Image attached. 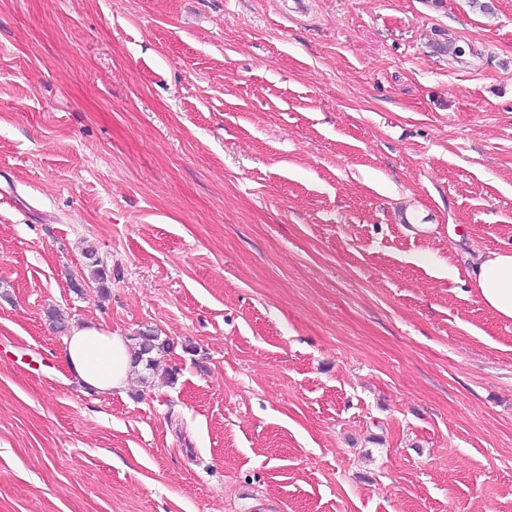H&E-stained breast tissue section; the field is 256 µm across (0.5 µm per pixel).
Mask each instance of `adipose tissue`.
<instances>
[{
  "label": "adipose tissue",
  "mask_w": 512,
  "mask_h": 512,
  "mask_svg": "<svg viewBox=\"0 0 512 512\" xmlns=\"http://www.w3.org/2000/svg\"><path fill=\"white\" fill-rule=\"evenodd\" d=\"M472 277L483 305L511 320L512 249L479 255ZM62 357L80 385L99 395L121 392L133 373L126 339L91 323L73 327Z\"/></svg>",
  "instance_id": "1"
}]
</instances>
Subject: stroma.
Returning <instances> with one entry per match:
<instances>
[{"instance_id":"stroma-1","label":"stroma","mask_w":512,"mask_h":512,"mask_svg":"<svg viewBox=\"0 0 512 512\" xmlns=\"http://www.w3.org/2000/svg\"><path fill=\"white\" fill-rule=\"evenodd\" d=\"M485 2L0 0V512H512ZM85 323L170 347L89 394ZM484 306L505 320L512 319V249L480 254L471 272Z\"/></svg>"}]
</instances>
